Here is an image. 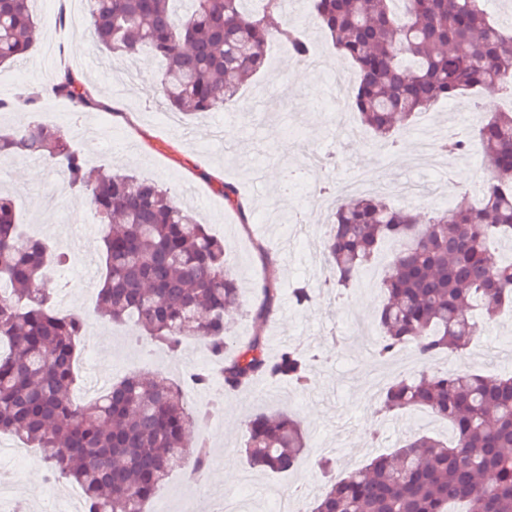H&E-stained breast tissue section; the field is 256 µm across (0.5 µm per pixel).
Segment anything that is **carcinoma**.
I'll return each instance as SVG.
<instances>
[{
    "label": "carcinoma",
    "instance_id": "cac0c4a2",
    "mask_svg": "<svg viewBox=\"0 0 512 512\" xmlns=\"http://www.w3.org/2000/svg\"><path fill=\"white\" fill-rule=\"evenodd\" d=\"M88 26L112 54L150 52L163 63L162 100L194 114L216 112L238 97L263 67L273 41L305 61L311 42L274 21L282 0H88ZM337 53L358 71L353 104L382 144H399L396 126L439 100L481 91L512 98V25L498 23L489 0H304ZM34 0H0V64L34 46ZM51 95L83 112L100 108L94 92L64 69ZM44 90L30 88L0 110L38 111ZM488 174L478 202L464 194L421 223L412 210L377 195L343 198L324 253L343 292L380 251L391 250L378 313V359L412 346L427 361L461 354L473 336V312L493 318L512 306V258H493L492 244L512 241V110L477 130ZM36 156L59 167L87 193L102 236V315L132 321L172 352L191 336L209 340L224 360V390L258 378L309 382L310 357L284 348L266 352L254 336L224 359L230 324L246 307L226 268L227 247L174 193L151 180L116 173L93 181L84 158L57 127L30 122L0 133V158ZM69 261L47 240L25 234L15 203L0 196V433L40 449L47 475L78 484L85 512H144L182 461L195 475L211 463L206 443L191 438L201 418L181 387L134 374L95 399H72L74 361L85 321L60 315L52 272ZM252 309L272 314L276 289L263 288ZM420 407L448 422L451 440L426 435L392 455L330 482L313 512H512V376L472 370L427 372L385 392L381 413ZM305 436L286 412L253 414L246 424V461L271 473L297 463Z\"/></svg>",
    "mask_w": 512,
    "mask_h": 512
}]
</instances>
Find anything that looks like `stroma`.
<instances>
[{"instance_id":"obj_1","label":"stroma","mask_w":512,"mask_h":512,"mask_svg":"<svg viewBox=\"0 0 512 512\" xmlns=\"http://www.w3.org/2000/svg\"><path fill=\"white\" fill-rule=\"evenodd\" d=\"M59 0H35L33 11L39 38L26 58L0 68V98L10 99L27 86L49 87L52 76L67 68L82 78L109 109L83 113L84 124L72 144L93 172H126L171 188L194 207L210 231L228 246V265L241 282L246 300L257 304L261 286L273 282L276 308L267 322L236 315L233 344L261 336L269 356L297 346L313 356L311 387L301 391L285 382L263 381L258 388L225 393L193 389L191 406L208 408L209 417L197 434L210 447L211 465L202 483H194L185 467L175 466L149 502L146 512H188L194 498L224 496L251 480L257 490L285 496L304 488L305 508H312L326 477L318 460L334 447L336 470L358 469L370 459L393 453L409 437L423 434L450 437L447 422L419 408L385 415L369 400L366 378L373 373L386 381L419 374L423 365L412 348L381 361L372 353L379 336L375 314L382 302L379 280L388 266L379 254L346 293H337L334 276L325 266L322 240L328 231L330 208L316 198L314 184L378 169L387 181H437L438 170L414 168L409 154L427 122L443 123L480 104L483 116L512 108V102L487 93H467L441 101L419 114L401 143L407 156L397 163L384 160L369 130L351 135L356 113L346 124L330 122L335 98L313 74L296 80V61L287 49L273 45L268 64L246 84L238 100L223 111L200 115L166 112L159 102L161 66L150 54L130 63L109 56L87 25L85 12L58 24ZM332 151L334 166L310 170L309 155ZM234 185L242 209L227 207L223 184ZM0 191L16 199L24 224L71 263L54 276V301L88 321L78 347L74 393L91 399L107 382L134 373L162 376L188 387V373L218 372L204 339L184 340L178 352L142 344L134 323L115 325L99 316L97 291L101 278V231L88 197L72 188L62 170L43 160L11 158L0 161ZM311 289L313 300L297 306L295 284ZM512 312L494 319L477 318L472 341L463 355L466 369L484 374H512ZM288 411L301 422L306 448L294 471L261 473L249 468L243 446L245 424L257 411ZM20 481L25 498L0 502V512H52L57 498L71 485L49 481L42 463L0 467V481Z\"/></svg>"}]
</instances>
